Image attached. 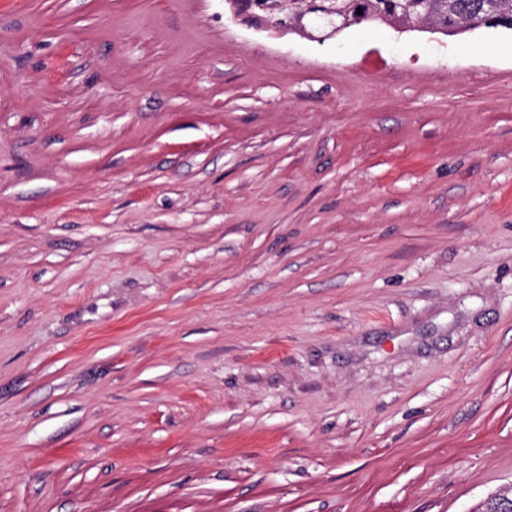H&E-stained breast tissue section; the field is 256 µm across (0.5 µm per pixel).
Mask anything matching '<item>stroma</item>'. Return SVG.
<instances>
[{
  "mask_svg": "<svg viewBox=\"0 0 512 512\" xmlns=\"http://www.w3.org/2000/svg\"><path fill=\"white\" fill-rule=\"evenodd\" d=\"M509 483L512 30L0 0V512Z\"/></svg>",
  "mask_w": 512,
  "mask_h": 512,
  "instance_id": "stroma-1",
  "label": "stroma"
}]
</instances>
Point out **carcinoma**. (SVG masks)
I'll use <instances>...</instances> for the list:
<instances>
[{
	"label": "carcinoma",
	"mask_w": 512,
	"mask_h": 512,
	"mask_svg": "<svg viewBox=\"0 0 512 512\" xmlns=\"http://www.w3.org/2000/svg\"><path fill=\"white\" fill-rule=\"evenodd\" d=\"M245 11L269 21H283L282 0H239ZM340 13L328 23L319 16L313 22L327 35H337L354 24L385 23L397 29L422 27L455 35L488 28L489 20L512 23V0H335ZM362 13H357V9Z\"/></svg>",
	"instance_id": "obj_1"
}]
</instances>
